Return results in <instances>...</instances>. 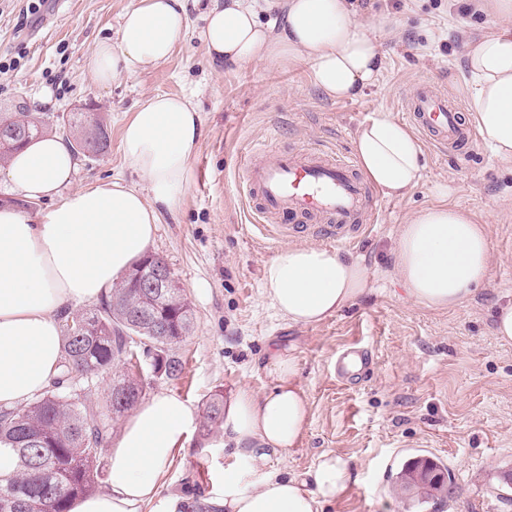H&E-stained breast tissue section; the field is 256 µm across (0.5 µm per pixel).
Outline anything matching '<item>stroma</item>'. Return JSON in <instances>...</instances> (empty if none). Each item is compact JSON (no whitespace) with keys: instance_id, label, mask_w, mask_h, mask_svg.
Instances as JSON below:
<instances>
[{"instance_id":"1","label":"stroma","mask_w":512,"mask_h":512,"mask_svg":"<svg viewBox=\"0 0 512 512\" xmlns=\"http://www.w3.org/2000/svg\"><path fill=\"white\" fill-rule=\"evenodd\" d=\"M134 2L44 0L31 15L29 0H0V57L21 58L17 70L0 73V112L21 102L52 117L84 108L102 113L112 143L103 156L81 158L73 188L112 177L140 188L143 180L119 150L124 120L157 92L198 105L200 146L184 203L164 215L150 246L183 285L194 326L173 348L181 376L151 379L147 394L174 393L198 413L217 392L262 395L273 385L265 369L270 349L291 347L311 423L296 448L270 455L260 469L304 474L321 453L349 459L353 480L326 512H485L489 504L512 512V345L494 336L496 305L512 300V162L482 144L465 157L425 145L422 182L400 198L375 195V223L339 248L366 266L370 292L314 326L289 323L264 300V265L284 243L254 227L238 186L251 144L352 153L358 126L377 112L401 118L403 99L422 83L441 86L471 112L464 44L492 31L494 21L472 13L465 0H356L362 16L390 14L399 39L383 42L386 67L375 86L334 101L303 67L212 63L201 41L206 0H187L189 29L167 61L99 86L85 59L96 40L115 35ZM440 184L454 189L449 203L486 224L492 252L485 281L445 311L408 299L390 273L400 224L436 204ZM350 344L371 353L374 372L348 387L335 365ZM417 456L452 470L443 501L420 504L397 487V473ZM241 469L233 448L203 447L192 434L142 512H165L176 496L186 502L183 512H200L199 501L219 495L225 477Z\"/></svg>"}]
</instances>
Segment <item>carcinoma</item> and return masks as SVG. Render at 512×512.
<instances>
[{
    "instance_id": "cac0c4a2",
    "label": "carcinoma",
    "mask_w": 512,
    "mask_h": 512,
    "mask_svg": "<svg viewBox=\"0 0 512 512\" xmlns=\"http://www.w3.org/2000/svg\"><path fill=\"white\" fill-rule=\"evenodd\" d=\"M49 125L39 112H1L0 159L8 160ZM61 127L78 155L99 156L109 148L107 123L98 116L72 112L61 118ZM157 267L167 264L148 255L98 308L61 315L64 353L59 376L34 401L0 407V448L10 449L15 458L13 473L0 476V512H69L74 500L100 486V454L107 434L88 398L90 383L110 379L106 409L118 420L142 398L133 374L136 360L148 352L134 337L152 342L153 328L165 322L173 346L192 329V309L184 292L147 287L146 277ZM223 421L224 397L214 394L206 400L202 430L215 433ZM426 464L437 479L419 484L415 474ZM453 480L448 467L421 458L407 461L398 474L399 486L405 491L415 486L424 502L444 497Z\"/></svg>"
}]
</instances>
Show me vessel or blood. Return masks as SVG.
Returning <instances> with one entry per match:
<instances>
[{
	"instance_id": "b4317fda",
	"label": "vessel or blood",
	"mask_w": 512,
	"mask_h": 512,
	"mask_svg": "<svg viewBox=\"0 0 512 512\" xmlns=\"http://www.w3.org/2000/svg\"><path fill=\"white\" fill-rule=\"evenodd\" d=\"M402 107L409 122L443 151L474 148L477 129L466 123L458 102L447 92L421 84ZM252 159L242 166L240 193L253 202L266 232L283 239L296 222L329 243L343 245L365 232L373 220L372 192L357 171L354 158L316 147L278 152L256 143ZM370 370L371 355L361 347H346L336 365L340 382H352L349 363Z\"/></svg>"
}]
</instances>
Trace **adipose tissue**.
<instances>
[{"mask_svg":"<svg viewBox=\"0 0 512 512\" xmlns=\"http://www.w3.org/2000/svg\"><path fill=\"white\" fill-rule=\"evenodd\" d=\"M500 27L468 41L465 83L483 141L512 161V0H467ZM279 9L281 24L262 23ZM185 0H138L121 17L117 38L96 41L85 66L100 86L166 61L185 38ZM388 20H361L352 0H211L202 42L211 61L234 65L306 66L312 85L332 100L357 97L385 67L382 43L396 39ZM201 116L191 99L148 96L122 127L120 151L145 182L119 178L65 192L78 158L47 134L0 165V184L27 201L46 200L38 216L0 206V407L25 404L44 392L63 356L62 312L91 302L118 284L146 254L164 214L179 210L200 141ZM362 173L385 197L404 196L423 178V144L406 124L380 112L353 140ZM491 263L486 225L445 202L419 209L401 224L392 273L409 299L446 310L464 304ZM367 269L338 251L311 244L280 249L264 265L263 296L290 323L317 325L368 291ZM272 390H240L224 406L207 448L232 445L254 466L269 453L295 448L310 404L296 357L269 352ZM196 428L180 397L160 391L123 423L108 457L106 492L78 500L71 512H139L157 495V480ZM352 469L322 454L309 476L265 471L252 482L224 480L209 512H325L347 489Z\"/></svg>","mask_w":512,"mask_h":512,"instance_id":"1","label":"adipose tissue"}]
</instances>
